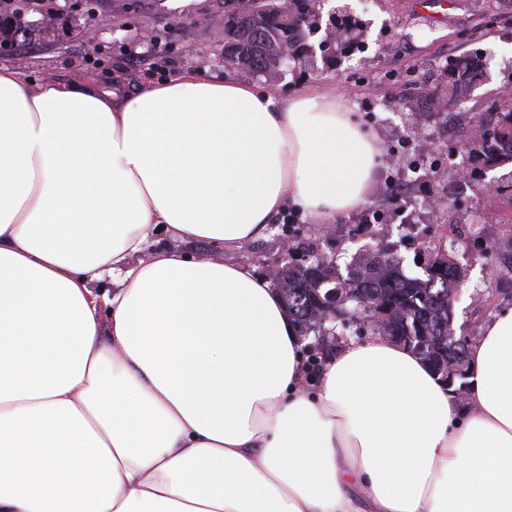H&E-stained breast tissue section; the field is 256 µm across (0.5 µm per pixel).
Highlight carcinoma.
I'll return each instance as SVG.
<instances>
[{
	"label": "carcinoma",
	"mask_w": 512,
	"mask_h": 512,
	"mask_svg": "<svg viewBox=\"0 0 512 512\" xmlns=\"http://www.w3.org/2000/svg\"><path fill=\"white\" fill-rule=\"evenodd\" d=\"M43 2L0 0V56L53 26V19L43 17ZM236 2L239 7L224 14V59L252 73L276 68L274 61L286 48L299 56L298 48L319 29L316 0H305L304 10L297 13L287 10L283 0ZM461 151L479 159L485 170L512 161V100L476 115ZM447 240V226L441 225L436 240L425 245L429 266L418 276L407 273L403 257L371 245L344 273L333 259L291 254L275 276L288 311L305 335L321 334L323 300L334 290L343 308L361 305L383 313V335L418 351L434 369L451 356L465 365L468 339L456 333L452 305L465 273L448 256Z\"/></svg>",
	"instance_id": "cac0c4a2"
}]
</instances>
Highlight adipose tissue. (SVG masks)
<instances>
[{"mask_svg": "<svg viewBox=\"0 0 512 512\" xmlns=\"http://www.w3.org/2000/svg\"><path fill=\"white\" fill-rule=\"evenodd\" d=\"M381 162L330 91L0 67V512H512V306L465 400L378 335L308 391L270 280L159 244L233 252L288 204L334 223ZM160 245L197 258H213L224 260V251L221 252L205 242H184L173 233L163 235Z\"/></svg>", "mask_w": 512, "mask_h": 512, "instance_id": "ef3b65f1", "label": "adipose tissue"}]
</instances>
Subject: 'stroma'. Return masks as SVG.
Instances as JSON below:
<instances>
[{
	"mask_svg": "<svg viewBox=\"0 0 512 512\" xmlns=\"http://www.w3.org/2000/svg\"><path fill=\"white\" fill-rule=\"evenodd\" d=\"M322 18L353 26L354 42L339 51L328 46L281 70L254 74L225 63L207 30L224 21V0H98V22L110 24L95 43L82 40L72 25L20 44L0 66L38 81H75L137 93L145 82L184 71L209 80L233 76L278 96L333 91L350 111L360 113L377 134L383 164L365 203L326 233L320 221H275L262 237L229 253V260L253 263L274 278L282 240L309 254L352 262L367 244L363 226L377 232L378 245L396 251L413 268L414 250L437 226L452 230V257L466 271L455 307L457 333L477 338L497 308L512 305V289L496 291V256L512 255V164L481 172L460 183L453 153L487 111L502 85L512 83V0H450L446 21L438 22L424 0H321ZM494 53L489 72L461 99L448 97L449 69L461 59ZM424 164L414 186L417 201L438 196L445 205L425 208L406 223L409 202L397 180Z\"/></svg>",
	"mask_w": 512,
	"mask_h": 512,
	"instance_id": "35a3bbf8",
	"label": "stroma"
}]
</instances>
